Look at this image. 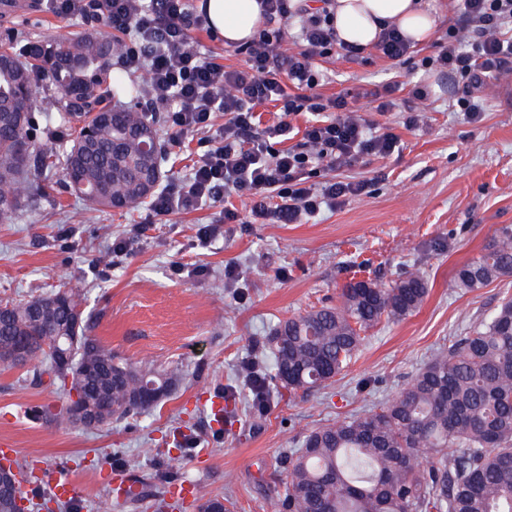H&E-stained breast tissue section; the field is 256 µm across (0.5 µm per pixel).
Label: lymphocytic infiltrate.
Segmentation results:
<instances>
[{
  "mask_svg": "<svg viewBox=\"0 0 512 512\" xmlns=\"http://www.w3.org/2000/svg\"><path fill=\"white\" fill-rule=\"evenodd\" d=\"M46 2L59 18L78 15L121 33V65L143 76L149 111L166 113L175 134L196 133L210 143L189 177L153 197L157 215L193 210L233 193L249 200L253 218L298 224L367 187L363 181H329L314 189L308 180L317 170L384 158L399 146L388 124L359 116L347 95L326 99L317 91V59L358 54L336 34L334 0H319L315 7L307 0H261L263 25L243 46L245 68L233 70L195 46L190 32L206 18L193 14L188 0ZM291 38L298 50L287 49ZM437 48L426 65L456 77L453 105L476 118L487 78L512 75V0H463L456 27ZM268 101L279 103L280 116L259 134L254 109ZM218 111L224 123L217 129ZM306 112L311 118L300 143L289 145L294 118Z\"/></svg>",
  "mask_w": 512,
  "mask_h": 512,
  "instance_id": "obj_1",
  "label": "lymphocytic infiltrate"
}]
</instances>
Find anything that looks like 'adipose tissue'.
Instances as JSON below:
<instances>
[{"instance_id": "ef3b65f1", "label": "adipose tissue", "mask_w": 512, "mask_h": 512, "mask_svg": "<svg viewBox=\"0 0 512 512\" xmlns=\"http://www.w3.org/2000/svg\"><path fill=\"white\" fill-rule=\"evenodd\" d=\"M335 2L340 39L360 48L377 41L385 22L395 24L415 44L427 41L436 28V18L423 0ZM206 10L210 26L228 47L250 40L261 20L259 0H206Z\"/></svg>"}]
</instances>
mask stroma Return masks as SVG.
I'll return each instance as SVG.
<instances>
[{
  "label": "stroma",
  "mask_w": 512,
  "mask_h": 512,
  "mask_svg": "<svg viewBox=\"0 0 512 512\" xmlns=\"http://www.w3.org/2000/svg\"><path fill=\"white\" fill-rule=\"evenodd\" d=\"M6 26L34 37L78 29L46 6L8 18ZM433 43L415 46L408 64L392 66L369 47L350 61L320 59L327 98L394 83L396 98L426 92L430 109L414 127L392 114L400 150L311 177L368 187L340 207L301 224H261L236 195L195 210L155 215L149 204L130 211H87L56 181L26 206L15 224H0V301L77 289L91 334L136 365L174 369L180 381L156 407L98 429L48 425L35 411L57 404L31 368L0 364V438L37 467L24 491L50 495L53 477L82 487L76 512H149L146 500L165 495L174 512H199L198 500L171 491L196 483L200 494L231 502V512H280L285 474L281 456L312 429L348 418L395 397L451 337L480 321L512 294V276L468 292L450 290L456 270L476 257L498 229L512 227V79L484 90V110L470 120L450 105L453 81L421 65ZM164 183L184 178L206 151L198 135H163ZM241 220L224 224L225 208ZM223 223L224 235L202 243L203 224ZM127 246L113 254V242ZM237 270L234 281L225 267ZM421 269L428 295L412 315L380 323L347 374L331 384L290 394L275 376L266 345L282 321L336 305L355 278L391 284ZM258 368L270 393L265 411L251 404L242 371ZM222 400L234 416L223 426L209 407ZM127 473L142 502L113 506L112 477Z\"/></svg>",
  "instance_id": "1"
}]
</instances>
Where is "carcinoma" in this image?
I'll list each match as a JSON object with an SVG mask.
<instances>
[{
  "label": "carcinoma",
  "instance_id": "carcinoma-1",
  "mask_svg": "<svg viewBox=\"0 0 512 512\" xmlns=\"http://www.w3.org/2000/svg\"><path fill=\"white\" fill-rule=\"evenodd\" d=\"M123 49L96 30L47 38L0 35V224H13L45 193L39 175L57 167L87 209H131L161 167L162 150L142 148L144 115L135 105H104L106 91L135 99L136 82L112 75ZM50 80L52 109L34 120L31 77ZM66 130L58 151L40 137ZM512 276V227L497 230L448 287L471 291ZM428 294L411 272L389 285L352 279L338 304L282 322L269 339L276 374L289 392L308 393L350 367L369 329L414 313ZM80 295L60 289L0 301V346L25 339L36 376L68 402L81 393L105 425L157 406L143 379L166 392L172 370L143 368L87 336ZM47 423L71 425L63 405ZM284 512H512V297L440 349L392 399L304 436L284 460Z\"/></svg>",
  "mask_w": 512,
  "mask_h": 512
}]
</instances>
